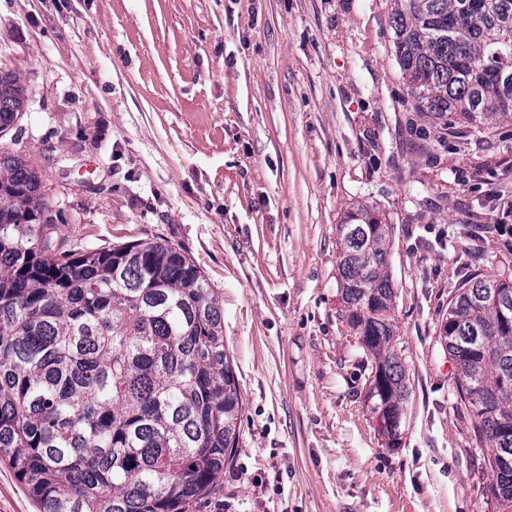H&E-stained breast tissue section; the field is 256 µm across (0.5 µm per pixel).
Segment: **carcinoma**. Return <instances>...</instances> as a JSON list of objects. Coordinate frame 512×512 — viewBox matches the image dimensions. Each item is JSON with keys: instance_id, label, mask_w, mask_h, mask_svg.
I'll return each mask as SVG.
<instances>
[{"instance_id": "obj_1", "label": "carcinoma", "mask_w": 512, "mask_h": 512, "mask_svg": "<svg viewBox=\"0 0 512 512\" xmlns=\"http://www.w3.org/2000/svg\"><path fill=\"white\" fill-rule=\"evenodd\" d=\"M395 56L419 112L485 134L512 122V0H395ZM27 99L0 69V138ZM29 157L0 147V460L40 512H185L239 445L243 403L224 312L167 240L65 247ZM341 314L373 361L372 415L399 445L409 383L394 349L392 227L358 205L336 225ZM441 338L460 403L512 512V277L476 273Z\"/></svg>"}]
</instances>
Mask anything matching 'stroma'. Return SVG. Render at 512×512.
I'll use <instances>...</instances> for the list:
<instances>
[{"label": "stroma", "mask_w": 512, "mask_h": 512, "mask_svg": "<svg viewBox=\"0 0 512 512\" xmlns=\"http://www.w3.org/2000/svg\"><path fill=\"white\" fill-rule=\"evenodd\" d=\"M394 0H0V69L67 247L162 237L215 288L239 445L186 512H499L440 328L472 274H512V123L479 138L416 111ZM392 225L391 448L340 317L336 226Z\"/></svg>", "instance_id": "1"}]
</instances>
